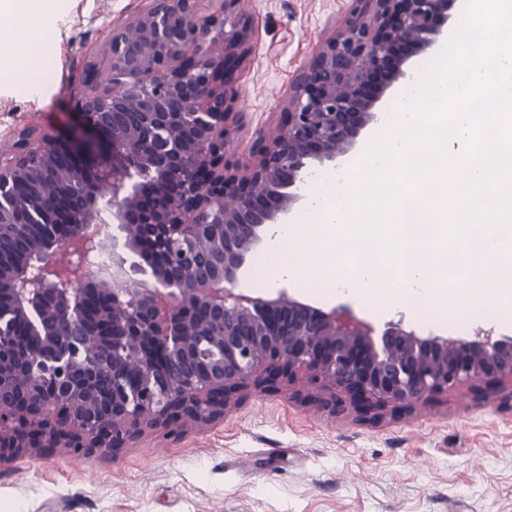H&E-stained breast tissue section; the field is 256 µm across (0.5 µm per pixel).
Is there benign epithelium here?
Wrapping results in <instances>:
<instances>
[{
    "mask_svg": "<svg viewBox=\"0 0 512 512\" xmlns=\"http://www.w3.org/2000/svg\"><path fill=\"white\" fill-rule=\"evenodd\" d=\"M240 2L202 12L199 0H149L113 23L110 81L91 65L75 95L86 135L35 140L26 128L0 161V223L43 243L35 263L0 247V462L27 448H120L172 414L207 424L237 392L300 370L368 412L512 384L511 337L377 329L283 291L235 288L262 228L300 200L308 163L354 148L409 54L436 43L450 0H355L345 28L293 76L275 133H258L242 157L224 152L253 37ZM81 182L85 202L63 205V187ZM104 216L157 287L86 275L100 245L86 228Z\"/></svg>",
    "mask_w": 512,
    "mask_h": 512,
    "instance_id": "1",
    "label": "benign epithelium"
}]
</instances>
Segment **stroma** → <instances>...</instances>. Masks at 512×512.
I'll list each match as a JSON object with an SVG mask.
<instances>
[{"label":"stroma","instance_id":"1","mask_svg":"<svg viewBox=\"0 0 512 512\" xmlns=\"http://www.w3.org/2000/svg\"><path fill=\"white\" fill-rule=\"evenodd\" d=\"M148 0H80L47 42L52 91L37 103L0 107V156L17 132L70 137L79 126L73 95L88 63L101 62L112 24ZM352 0H244L253 52L236 74L243 129L227 146L240 154L272 131L295 72L337 35ZM328 311L345 308L383 327L403 322L423 336L470 337L480 328L512 336V307L470 321L434 312L368 309L348 292L313 296L284 281L268 288ZM0 512H512V384L480 382L415 410L368 421L332 397L311 373L273 388L238 392L221 418L146 429L107 452L32 448L0 464Z\"/></svg>","mask_w":512,"mask_h":512}]
</instances>
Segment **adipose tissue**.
<instances>
[{
  "instance_id": "obj_1",
  "label": "adipose tissue",
  "mask_w": 512,
  "mask_h": 512,
  "mask_svg": "<svg viewBox=\"0 0 512 512\" xmlns=\"http://www.w3.org/2000/svg\"><path fill=\"white\" fill-rule=\"evenodd\" d=\"M74 0H0V101L17 92L37 101L44 93L33 79L48 55L39 38L47 25L69 17Z\"/></svg>"
}]
</instances>
